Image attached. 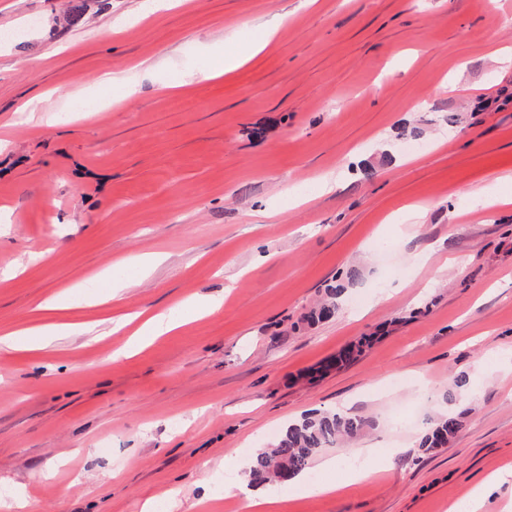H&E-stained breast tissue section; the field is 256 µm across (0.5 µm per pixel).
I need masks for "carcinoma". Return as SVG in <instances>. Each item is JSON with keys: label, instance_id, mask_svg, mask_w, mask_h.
<instances>
[{"label": "carcinoma", "instance_id": "1", "mask_svg": "<svg viewBox=\"0 0 512 512\" xmlns=\"http://www.w3.org/2000/svg\"><path fill=\"white\" fill-rule=\"evenodd\" d=\"M346 286L338 284L325 288V295L308 315L312 322L333 317L340 310ZM375 337L362 336L341 349L319 374L331 367L340 368L360 357L370 347ZM369 425L358 414L327 410L303 415L299 420L284 427L270 447L259 450L251 459L249 475L254 485H278L306 473L324 449L341 445L356 438ZM462 427L460 415L449 413L438 418L422 436L419 447L425 453L443 448Z\"/></svg>", "mask_w": 512, "mask_h": 512}]
</instances>
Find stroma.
I'll return each instance as SVG.
<instances>
[{
  "mask_svg": "<svg viewBox=\"0 0 512 512\" xmlns=\"http://www.w3.org/2000/svg\"><path fill=\"white\" fill-rule=\"evenodd\" d=\"M144 3L0 0V331L101 333L0 359V512H198L227 460L341 406L370 425L327 456L369 447L383 469L333 496L278 487L270 512H446L512 465V205L488 203L512 198V64L494 55L512 0ZM273 22L242 67L164 92ZM111 68L131 76L104 85ZM143 254L162 261L127 265ZM352 269L340 311L307 324ZM65 288L66 310L38 311ZM211 298L220 312L108 361L129 338L112 318ZM447 412L460 431L419 456ZM374 340L375 336H361L355 342L341 349L327 365L313 371L311 378H315L316 374L321 373L323 369L327 370L330 367H336L337 369L350 364L352 361L360 357L366 348H369L372 345Z\"/></svg>",
  "mask_w": 512,
  "mask_h": 512,
  "instance_id": "35a3bbf8",
  "label": "stroma"
}]
</instances>
